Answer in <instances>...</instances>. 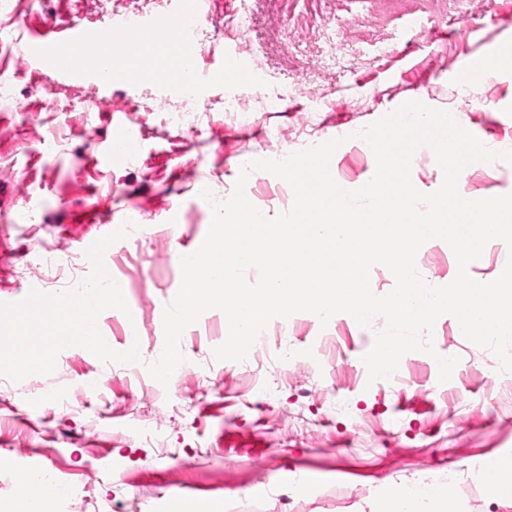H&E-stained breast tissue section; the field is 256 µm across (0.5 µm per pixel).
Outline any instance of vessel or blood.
<instances>
[{"label":"vessel or blood","instance_id":"b4317fda","mask_svg":"<svg viewBox=\"0 0 512 512\" xmlns=\"http://www.w3.org/2000/svg\"><path fill=\"white\" fill-rule=\"evenodd\" d=\"M160 35L182 55L196 57V46L187 44L180 28L170 25L161 30L141 18L120 16L92 35L71 28L61 35L37 37L30 43L29 58L60 74L72 73V62L78 54L84 57L82 71L86 74L98 73L103 62L113 59L127 68L141 69L146 62L138 54L140 47Z\"/></svg>","mask_w":512,"mask_h":512}]
</instances>
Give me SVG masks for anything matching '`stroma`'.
I'll return each instance as SVG.
<instances>
[{
  "instance_id": "35a3bbf8",
  "label": "stroma",
  "mask_w": 512,
  "mask_h": 512,
  "mask_svg": "<svg viewBox=\"0 0 512 512\" xmlns=\"http://www.w3.org/2000/svg\"><path fill=\"white\" fill-rule=\"evenodd\" d=\"M177 8V0H0V304L50 291L36 265L41 250L81 258L109 228L133 222L138 236L104 254L128 282L130 311L105 310L99 322L120 352L138 327L147 355L164 345L163 310L182 279L177 257L203 242L212 222L200 183L229 195L247 162L338 138L335 178L358 189L376 161L350 129L410 100L451 112L471 98L476 106L459 124L483 145L512 149V71L462 83L472 58L512 48V0H250L244 26L237 0H208L190 133L168 121L182 104L175 85L71 79L26 61L37 35L90 31L119 14L164 23ZM232 59L253 79L225 80ZM124 127L136 147L113 152ZM282 184L253 172L245 194L272 218L294 203L277 194ZM458 191L510 194L512 164H472ZM452 254L440 239L422 245L416 264L428 284L452 282ZM199 322L211 335L185 329L189 372L162 393L119 375L101 396L80 397L101 362L72 348L53 373L0 386V455L18 449L16 463L31 466L48 455L107 512H163L174 495L209 502L213 512H360L391 485L448 469L461 476L454 494L462 512H512L466 476L473 457L512 453V379L453 316L436 321L432 341L458 357L455 378L440 382L414 357L409 385L396 389L359 371L385 322L362 327L339 313L324 325L300 312L288 319L294 360L246 366L214 356L226 333L222 311ZM259 379L274 399L253 391ZM334 395L352 398L350 417L329 415ZM137 423L160 426L159 440L133 438L127 429ZM101 456L116 476L88 482Z\"/></svg>"
}]
</instances>
